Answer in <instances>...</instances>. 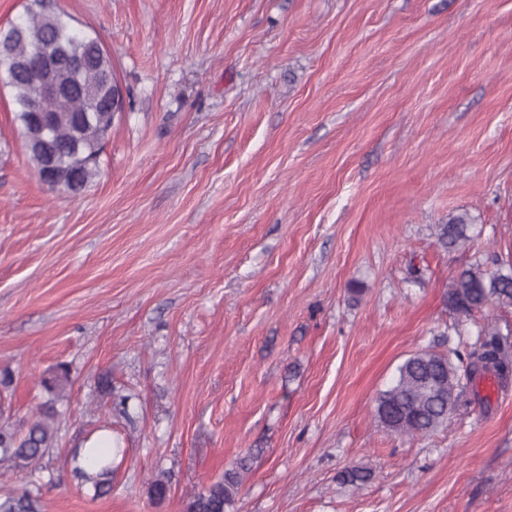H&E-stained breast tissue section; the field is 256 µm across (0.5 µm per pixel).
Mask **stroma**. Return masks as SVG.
I'll return each instance as SVG.
<instances>
[{"label": "stroma", "mask_w": 512, "mask_h": 512, "mask_svg": "<svg viewBox=\"0 0 512 512\" xmlns=\"http://www.w3.org/2000/svg\"><path fill=\"white\" fill-rule=\"evenodd\" d=\"M56 2L126 108L75 195L39 179L0 86V409L30 418L69 372L47 466L0 493L184 512L244 458L226 512H512V380L428 437L374 417L410 354L447 351L456 272L512 256V0ZM461 210L473 242L444 250ZM105 373L128 415L95 400ZM103 428L98 497L71 454Z\"/></svg>", "instance_id": "obj_1"}]
</instances>
